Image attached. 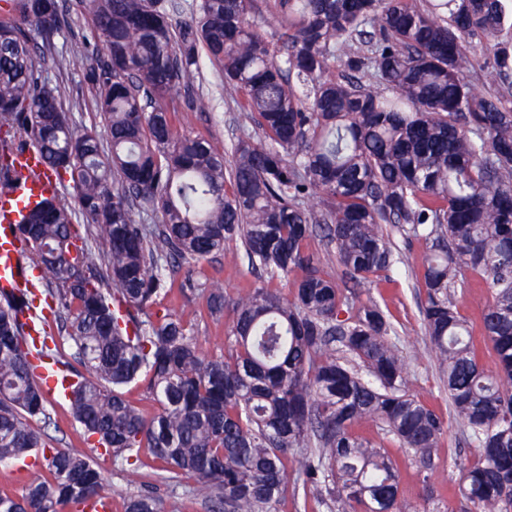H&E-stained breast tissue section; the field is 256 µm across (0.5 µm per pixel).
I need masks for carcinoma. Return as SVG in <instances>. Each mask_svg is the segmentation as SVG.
I'll return each mask as SVG.
<instances>
[{
	"label": "carcinoma",
	"instance_id": "obj_1",
	"mask_svg": "<svg viewBox=\"0 0 512 512\" xmlns=\"http://www.w3.org/2000/svg\"><path fill=\"white\" fill-rule=\"evenodd\" d=\"M0 1V123L29 137L0 142V197L25 180L16 158L30 144L45 175L72 183L95 242L77 244L76 213L55 196L18 225L27 260L51 284L44 303L61 341L85 373L60 359L52 334L32 335L23 320L31 291L0 297V466L32 457L48 470L19 494L1 491L0 512H86L107 495L86 451L53 445L36 360L71 377L65 397L88 447L129 466L149 454L162 482L203 496L209 512H276L300 489L348 512H403L396 461L355 431L364 422L412 457L433 494L446 422L409 394L389 341L394 324L358 293L409 265L385 224L426 246L422 323L449 408L477 448L459 462L461 496L472 512H512V40L499 39L503 0H273L275 38L255 22V0H195L181 26L167 0H92L87 79L107 155L97 134L72 126L80 103L43 76L62 31L59 0ZM489 39L493 91L483 94L467 43ZM204 55L260 135L243 131L224 147L176 131L177 109L166 105L174 90L190 108H208L197 92ZM137 204L163 223H135ZM315 235L335 244L345 288L316 267ZM231 240L260 277H299L289 300L261 285L232 302L224 354L209 356L190 324L156 307L183 261L220 254ZM471 275L492 293L482 321L493 372L456 298ZM197 290L224 313L221 285L201 289L189 271L182 292ZM133 383L158 413L127 398ZM125 512L165 507L144 490L127 497Z\"/></svg>",
	"mask_w": 512,
	"mask_h": 512
}]
</instances>
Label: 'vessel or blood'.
Returning <instances> with one entry per match:
<instances>
[{
    "label": "vessel or blood",
    "instance_id": "1",
    "mask_svg": "<svg viewBox=\"0 0 512 512\" xmlns=\"http://www.w3.org/2000/svg\"><path fill=\"white\" fill-rule=\"evenodd\" d=\"M18 163L25 168L27 180L17 193L0 199V294L24 287L29 280V271L19 263L16 227L30 207L56 191L55 182L43 175L35 149L22 153ZM36 373L49 394L60 393L68 387V380L60 369L41 366Z\"/></svg>",
    "mask_w": 512,
    "mask_h": 512
}]
</instances>
